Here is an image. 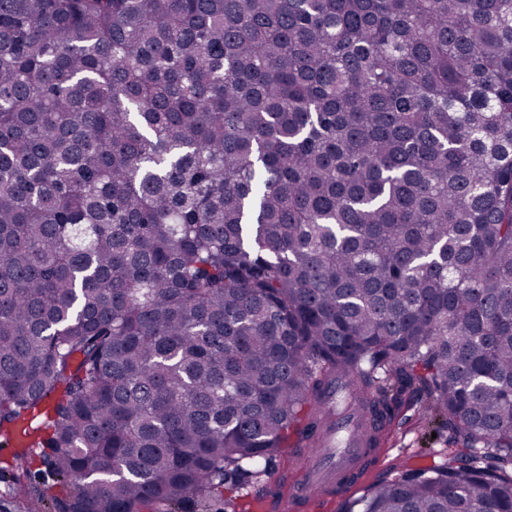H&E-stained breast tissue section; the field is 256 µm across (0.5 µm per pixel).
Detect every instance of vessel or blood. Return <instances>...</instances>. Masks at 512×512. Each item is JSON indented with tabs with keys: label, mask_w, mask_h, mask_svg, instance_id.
Segmentation results:
<instances>
[{
	"label": "vessel or blood",
	"mask_w": 512,
	"mask_h": 512,
	"mask_svg": "<svg viewBox=\"0 0 512 512\" xmlns=\"http://www.w3.org/2000/svg\"><path fill=\"white\" fill-rule=\"evenodd\" d=\"M365 432L361 413L337 416L333 434L313 455L298 462L287 497L269 500L270 512H329L336 495L354 481L365 450Z\"/></svg>",
	"instance_id": "1"
}]
</instances>
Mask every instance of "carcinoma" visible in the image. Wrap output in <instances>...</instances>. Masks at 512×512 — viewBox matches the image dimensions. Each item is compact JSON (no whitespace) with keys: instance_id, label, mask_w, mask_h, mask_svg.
Wrapping results in <instances>:
<instances>
[{"instance_id":"carcinoma-1","label":"carcinoma","mask_w":512,"mask_h":512,"mask_svg":"<svg viewBox=\"0 0 512 512\" xmlns=\"http://www.w3.org/2000/svg\"><path fill=\"white\" fill-rule=\"evenodd\" d=\"M345 380L448 459L347 512H512V0H0V442L184 512Z\"/></svg>"}]
</instances>
